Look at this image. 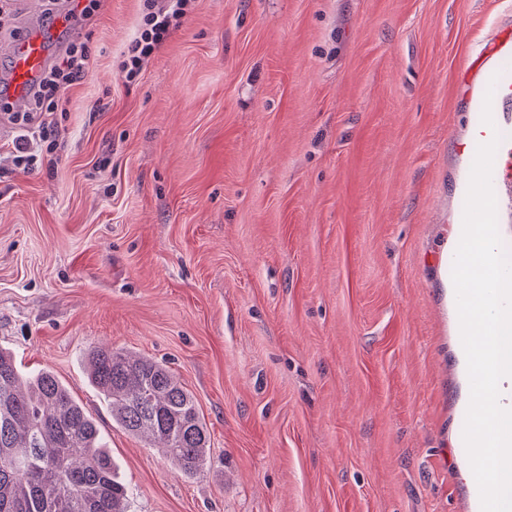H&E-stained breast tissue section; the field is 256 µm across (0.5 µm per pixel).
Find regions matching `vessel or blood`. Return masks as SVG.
Segmentation results:
<instances>
[{
	"label": "vessel or blood",
	"mask_w": 512,
	"mask_h": 512,
	"mask_svg": "<svg viewBox=\"0 0 512 512\" xmlns=\"http://www.w3.org/2000/svg\"><path fill=\"white\" fill-rule=\"evenodd\" d=\"M8 55L11 60L10 104L20 111L28 105L33 85L45 69L46 47L41 33L35 29L25 32L9 46ZM507 129V124L500 121L491 127L478 119L471 125L472 137L477 141L489 142L497 132L502 135L492 169V186L499 234L505 242L512 240V136Z\"/></svg>",
	"instance_id": "obj_1"
}]
</instances>
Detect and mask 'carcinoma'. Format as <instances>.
Listing matches in <instances>:
<instances>
[{
  "mask_svg": "<svg viewBox=\"0 0 512 512\" xmlns=\"http://www.w3.org/2000/svg\"><path fill=\"white\" fill-rule=\"evenodd\" d=\"M112 421L157 448L180 475L204 472L209 435L194 396L169 367L110 346L88 355ZM97 421L50 370L22 383L0 350V512H128Z\"/></svg>",
  "mask_w": 512,
  "mask_h": 512,
  "instance_id": "obj_1",
  "label": "carcinoma"
}]
</instances>
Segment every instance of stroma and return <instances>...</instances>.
Returning <instances> with one entry per match:
<instances>
[{
    "instance_id": "35a3bbf8",
    "label": "stroma",
    "mask_w": 512,
    "mask_h": 512,
    "mask_svg": "<svg viewBox=\"0 0 512 512\" xmlns=\"http://www.w3.org/2000/svg\"><path fill=\"white\" fill-rule=\"evenodd\" d=\"M505 0H196L126 81L144 0L59 33L93 65L29 169L0 114V348L97 420L130 512H467L456 311L440 258L470 121L512 53ZM14 0L0 44L52 31ZM165 362L210 434L177 474L84 369Z\"/></svg>"
}]
</instances>
